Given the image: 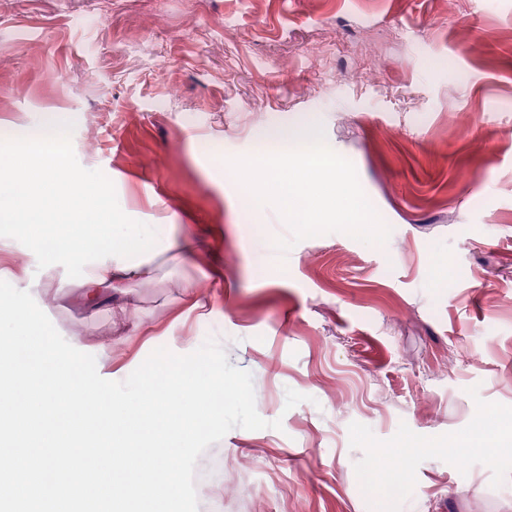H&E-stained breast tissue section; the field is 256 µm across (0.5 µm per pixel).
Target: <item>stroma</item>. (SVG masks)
<instances>
[{
	"label": "stroma",
	"instance_id": "stroma-1",
	"mask_svg": "<svg viewBox=\"0 0 512 512\" xmlns=\"http://www.w3.org/2000/svg\"><path fill=\"white\" fill-rule=\"evenodd\" d=\"M54 113L69 170L200 256L124 282L126 316L16 224L0 276L107 380L215 338L282 422L200 456L198 512H512V435L490 424L512 412V0H0V130ZM312 123L390 237L307 238L256 278L254 216L212 156Z\"/></svg>",
	"mask_w": 512,
	"mask_h": 512
}]
</instances>
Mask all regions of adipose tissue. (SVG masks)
Instances as JSON below:
<instances>
[{
    "instance_id": "obj_1",
    "label": "adipose tissue",
    "mask_w": 512,
    "mask_h": 512,
    "mask_svg": "<svg viewBox=\"0 0 512 512\" xmlns=\"http://www.w3.org/2000/svg\"><path fill=\"white\" fill-rule=\"evenodd\" d=\"M67 135L58 120L46 128L26 132L21 138L0 137V161L13 168L9 181L0 180V210L28 212L36 192H49L55 201L56 234L35 230L37 244L54 259L85 267L84 283L92 299L107 296L120 311H128L132 300L121 283L134 277L151 282L153 261L159 250H172L177 242L169 224H135L122 241L107 236L111 226H120L126 204L93 185L90 176L69 171L66 164ZM117 249L115 264L90 262L92 253Z\"/></svg>"
}]
</instances>
